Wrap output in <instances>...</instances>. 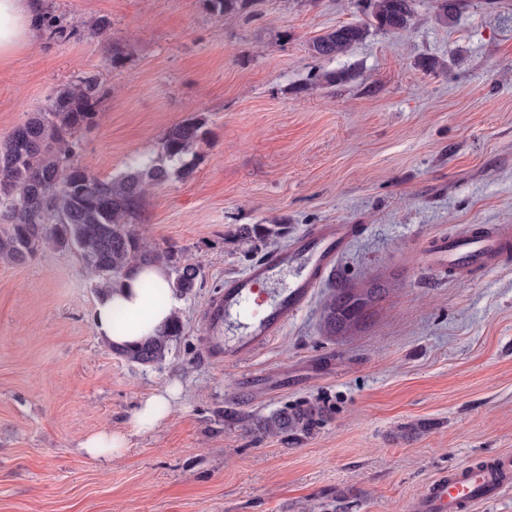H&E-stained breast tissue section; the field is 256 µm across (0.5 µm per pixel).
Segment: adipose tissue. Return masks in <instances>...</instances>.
<instances>
[{
  "label": "adipose tissue",
  "instance_id": "adipose-tissue-1",
  "mask_svg": "<svg viewBox=\"0 0 512 512\" xmlns=\"http://www.w3.org/2000/svg\"><path fill=\"white\" fill-rule=\"evenodd\" d=\"M43 11L44 0H0V60L35 41ZM182 306L183 299L172 288L164 267L138 265L97 301L93 324L106 343L131 348L161 332ZM178 395L174 384L156 388L135 411L134 431L157 429L169 417Z\"/></svg>",
  "mask_w": 512,
  "mask_h": 512
}]
</instances>
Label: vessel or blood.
<instances>
[{
	"label": "vessel or blood",
	"instance_id": "obj_1",
	"mask_svg": "<svg viewBox=\"0 0 512 512\" xmlns=\"http://www.w3.org/2000/svg\"><path fill=\"white\" fill-rule=\"evenodd\" d=\"M355 227L320 224L297 238L286 250L266 254L247 273L226 279L223 293L206 308L212 336L207 351L214 360H233L262 349L280 335L293 317L310 303L317 288L333 277ZM512 254V226L469 227L459 235H436L424 245L422 255L435 273H465L491 268ZM288 270L292 280L273 300L258 299L261 287L275 274ZM245 309L249 322L243 336L227 341L224 319ZM512 486V456L501 455L487 463H470L454 473L433 479L414 498L410 512H465L475 504L498 498Z\"/></svg>",
	"mask_w": 512,
	"mask_h": 512
}]
</instances>
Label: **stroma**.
<instances>
[{"label":"stroma","instance_id":"obj_1","mask_svg":"<svg viewBox=\"0 0 512 512\" xmlns=\"http://www.w3.org/2000/svg\"><path fill=\"white\" fill-rule=\"evenodd\" d=\"M44 6L71 34L39 33L0 64V134L92 70L106 95L76 160L97 177L203 116L193 178L152 187L130 220L201 274L182 338L146 366L97 338L75 254L0 264V512H408L435 477L512 453V258L458 279L421 257L432 236L512 225V0H463L445 25L436 0H416L408 30H371L333 59L310 41L357 20V0H258L248 17L203 0ZM94 16L110 41L80 27ZM423 56L445 70H422ZM344 69L351 79L324 81ZM246 224H284L288 238L257 246L237 236ZM318 224L360 227L333 279L259 352L205 359V309L225 278ZM374 284L358 326L329 334L332 289ZM170 382L182 390L170 416L130 433L140 401ZM300 401L328 411L312 436L252 432ZM101 429L127 433L120 458L83 450Z\"/></svg>","mask_w":512,"mask_h":512}]
</instances>
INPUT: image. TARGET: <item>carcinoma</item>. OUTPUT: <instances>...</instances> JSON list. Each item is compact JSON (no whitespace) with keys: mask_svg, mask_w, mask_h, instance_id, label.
Here are the masks:
<instances>
[{"mask_svg":"<svg viewBox=\"0 0 512 512\" xmlns=\"http://www.w3.org/2000/svg\"><path fill=\"white\" fill-rule=\"evenodd\" d=\"M214 14L248 16L257 0H203ZM362 17L314 38L312 54L325 58L344 55L367 38L370 30L401 31L410 26L414 0H360ZM460 9V0H437L436 19L446 24ZM39 26L57 38L68 29L45 12ZM89 33L110 38L105 17L85 22ZM105 97L98 72L56 88L46 106L0 136V262L22 265L45 246L75 252L86 268L93 290L103 295L138 264L160 263L180 294L197 287L200 267L176 251L149 250L129 228L128 217L140 205L146 190L171 180L193 177L196 146L205 140L206 122L195 116L169 127L156 155L142 156L116 178L101 179L75 162V134L91 125ZM288 234L285 224L243 225L237 235L255 244ZM364 305L362 295L339 288L328 297L325 314L331 330L350 326ZM184 334L179 316L163 331L131 349L116 353L130 362L155 365L165 360L171 345ZM324 410L310 402L284 407L256 419L254 432L299 441L321 425Z\"/></svg>","mask_w":512,"mask_h":512,"instance_id":"obj_1","label":"carcinoma"}]
</instances>
